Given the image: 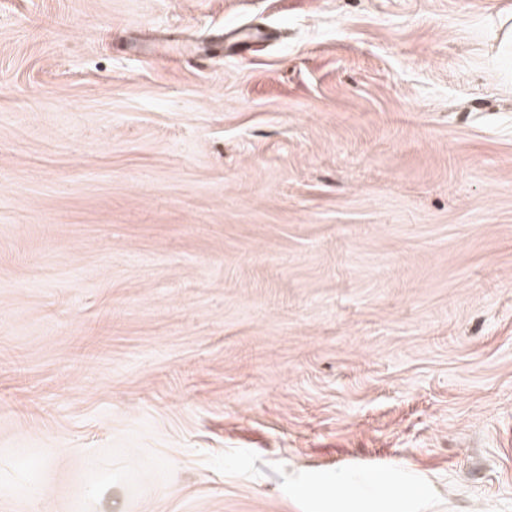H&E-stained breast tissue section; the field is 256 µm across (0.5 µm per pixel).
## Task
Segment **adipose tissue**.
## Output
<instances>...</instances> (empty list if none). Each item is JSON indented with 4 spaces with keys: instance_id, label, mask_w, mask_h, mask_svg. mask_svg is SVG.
<instances>
[{
    "instance_id": "ef3b65f1",
    "label": "adipose tissue",
    "mask_w": 512,
    "mask_h": 512,
    "mask_svg": "<svg viewBox=\"0 0 512 512\" xmlns=\"http://www.w3.org/2000/svg\"><path fill=\"white\" fill-rule=\"evenodd\" d=\"M405 475L402 467L387 478L374 471L340 468L329 476L293 483L289 490L308 498L313 512H418L429 490L421 483L400 489Z\"/></svg>"
}]
</instances>
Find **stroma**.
<instances>
[{
    "instance_id": "1",
    "label": "stroma",
    "mask_w": 512,
    "mask_h": 512,
    "mask_svg": "<svg viewBox=\"0 0 512 512\" xmlns=\"http://www.w3.org/2000/svg\"><path fill=\"white\" fill-rule=\"evenodd\" d=\"M511 27L0 0V512H310L405 461L512 512Z\"/></svg>"
}]
</instances>
